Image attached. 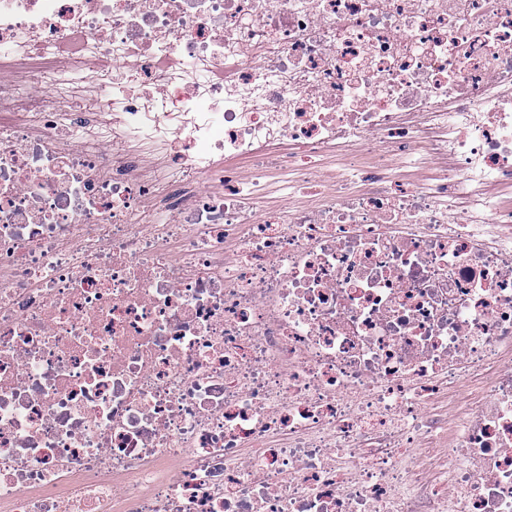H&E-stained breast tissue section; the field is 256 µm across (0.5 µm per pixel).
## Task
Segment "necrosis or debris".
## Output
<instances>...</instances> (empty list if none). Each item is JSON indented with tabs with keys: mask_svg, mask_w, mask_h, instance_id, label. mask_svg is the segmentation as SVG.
I'll use <instances>...</instances> for the list:
<instances>
[{
	"mask_svg": "<svg viewBox=\"0 0 512 512\" xmlns=\"http://www.w3.org/2000/svg\"><path fill=\"white\" fill-rule=\"evenodd\" d=\"M489 184L512 0H0V512H512Z\"/></svg>",
	"mask_w": 512,
	"mask_h": 512,
	"instance_id": "necrosis-or-debris-1",
	"label": "necrosis or debris"
}]
</instances>
